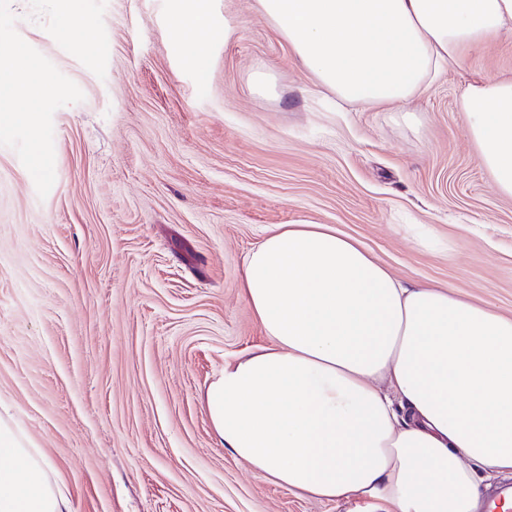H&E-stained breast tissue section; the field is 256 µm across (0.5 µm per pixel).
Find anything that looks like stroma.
<instances>
[{
    "mask_svg": "<svg viewBox=\"0 0 512 512\" xmlns=\"http://www.w3.org/2000/svg\"><path fill=\"white\" fill-rule=\"evenodd\" d=\"M208 6L202 75L173 0H78L72 34L58 0H0V52L51 79L24 122L0 83V405L71 512H354L256 476L212 430L225 356L269 343L245 258L275 226L328 224L398 279L512 317V198L457 108L474 79L512 75V38L408 104V125L337 111L254 0Z\"/></svg>",
    "mask_w": 512,
    "mask_h": 512,
    "instance_id": "obj_1",
    "label": "stroma"
}]
</instances>
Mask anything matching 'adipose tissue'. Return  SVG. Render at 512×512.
<instances>
[{"label": "adipose tissue", "instance_id": "obj_1", "mask_svg": "<svg viewBox=\"0 0 512 512\" xmlns=\"http://www.w3.org/2000/svg\"><path fill=\"white\" fill-rule=\"evenodd\" d=\"M317 85L361 110L402 111L505 36L512 0H256ZM183 56L211 23L181 0ZM18 52L0 55L22 101L39 94ZM480 166L512 197V77L457 101ZM268 345L224 361L205 397L216 436L262 479L360 512H487L512 474V318L447 287L403 283L326 224H286L250 251L239 282ZM0 512H70L53 465L0 414Z\"/></svg>", "mask_w": 512, "mask_h": 512}]
</instances>
